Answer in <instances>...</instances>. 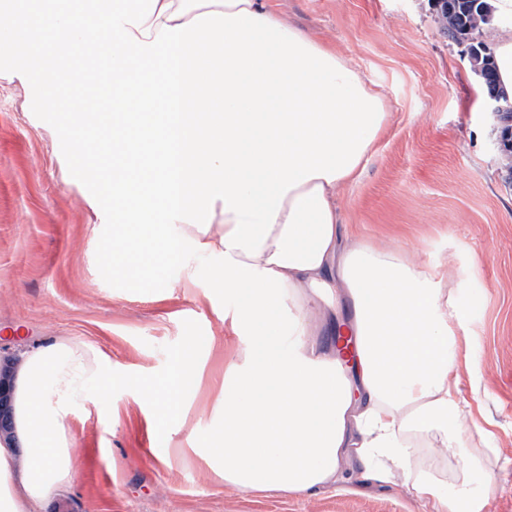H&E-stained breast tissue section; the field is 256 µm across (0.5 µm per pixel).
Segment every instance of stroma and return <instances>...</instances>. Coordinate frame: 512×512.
<instances>
[{"mask_svg":"<svg viewBox=\"0 0 512 512\" xmlns=\"http://www.w3.org/2000/svg\"><path fill=\"white\" fill-rule=\"evenodd\" d=\"M274 9L337 50L380 92L389 126L361 178L341 189L351 232L409 245L421 263H445L458 282L468 348L453 380L480 409L468 444L486 456L496 486L484 512H512V177L497 144L498 122L469 62L431 0H272ZM14 56L0 54V347L15 351L57 338L86 342L106 358L112 391L68 418L74 481L65 512H421L404 489L350 477L301 497L225 486L216 466L187 450L189 436L224 423L201 384L179 423L153 426L152 410L125 392L129 376L162 375L190 336H211L199 361L235 359L224 325L236 303L219 285L194 282L223 266L185 248L158 288H128L100 264L112 222L91 207L92 186L70 160L72 139ZM172 448L169 459L157 455Z\"/></svg>","mask_w":512,"mask_h":512,"instance_id":"obj_1","label":"stroma"}]
</instances>
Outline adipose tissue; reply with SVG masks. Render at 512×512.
Listing matches in <instances>:
<instances>
[{
	"label": "adipose tissue",
	"mask_w": 512,
	"mask_h": 512,
	"mask_svg": "<svg viewBox=\"0 0 512 512\" xmlns=\"http://www.w3.org/2000/svg\"><path fill=\"white\" fill-rule=\"evenodd\" d=\"M13 26L26 56L52 58L49 109L77 128L72 159L112 210L105 271L156 286L187 241L197 258L223 257L225 291L248 289L224 317L240 349L219 386L224 425L193 443L220 461L225 485L303 495L335 486L354 456L362 481L402 486L425 512H483L484 496L464 503L412 476L419 439L484 468L451 378L466 319L447 271L342 220L339 190L359 180L389 119L346 58L270 0H16ZM320 322L356 338V375L338 350L316 348ZM202 344L188 337L162 376L128 380L157 423L182 418ZM0 371L14 406L0 512H47L74 476L71 406L112 377L95 348L68 339Z\"/></svg>",
	"instance_id": "ef3b65f1"
}]
</instances>
